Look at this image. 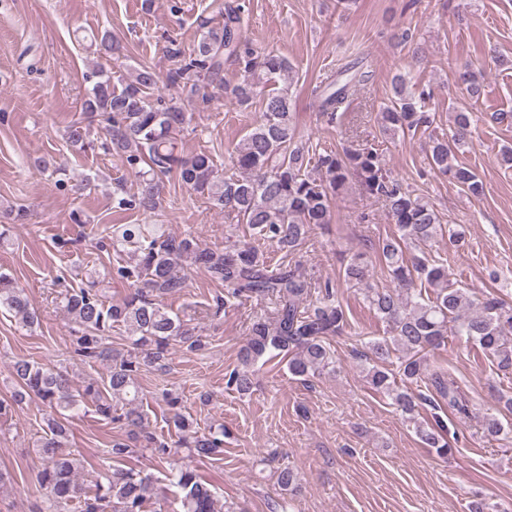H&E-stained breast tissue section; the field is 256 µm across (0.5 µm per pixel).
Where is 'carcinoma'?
<instances>
[{
  "label": "carcinoma",
  "mask_w": 512,
  "mask_h": 512,
  "mask_svg": "<svg viewBox=\"0 0 512 512\" xmlns=\"http://www.w3.org/2000/svg\"><path fill=\"white\" fill-rule=\"evenodd\" d=\"M199 29V39L190 50L175 41L167 46V56L174 63L167 80L181 89L186 100L202 107L209 106L218 94L241 107L260 98L261 115L230 154L237 174L219 175L207 152L188 156L179 150L177 135L190 122V114L181 102L153 97L158 75L150 66L135 69L116 84L112 75H101L88 91L82 109L106 117L102 147L115 151L135 170L137 191L117 198V207L155 208L162 178L174 173L185 187L234 216L245 226L249 239L211 249L189 236H159L141 225L126 224L112 236V250L118 254L134 246V264L116 269L118 277L132 281V291L121 301L108 303L98 288L100 280L95 278L87 288L65 290L62 308L75 325L73 354L83 364L105 365L106 375L89 379L78 391L60 370L28 359L14 363V378L20 388L17 396L33 395L53 412L37 444L39 455L46 460L38 472V483L49 501L48 512H64L73 502L80 504L82 512H144L154 494L151 478L140 471L111 467V462L131 453L130 446L114 441L104 450L91 488L79 477L78 460L66 448L67 423L90 401L103 418L139 429L145 447L159 456H171L168 443L147 430L137 377L144 368L165 362L176 345L190 351L201 349L200 337L161 301L163 296L184 292L190 271L202 269L211 280L224 285V298H216L217 313L248 301L273 304L270 316L253 321L248 328L241 367L228 373L227 388L241 395L250 393L253 367L277 357L287 361L294 377H307L334 365L327 339L343 332L348 319L335 303L333 285L325 283L320 305L310 307L314 285L290 266L270 268L255 241L274 243L281 251L294 250L316 227L331 223V202L352 177L368 194L383 199L388 220L398 231L375 248L379 266L394 287L378 288L371 283L368 249L354 254L344 269V281L362 290L370 309L388 325L387 335L368 342L362 367L366 382L391 399L423 445L444 459L452 453L445 425L418 419L421 396L412 386L431 379L448 401V409L462 420L478 421L488 438L504 432L501 411L512 413L511 395L499 397L496 411L482 412L451 374L429 373L427 353L450 336L479 348L499 370H512V306L494 296L475 297L470 289L450 279L448 267L442 263L406 255L409 244L429 246L446 232L434 207L387 174L378 144L367 143L341 155L293 147L292 68L281 55L260 52L246 39L242 5L224 3L223 22L215 25L205 18ZM228 61L238 66L242 76L231 88L224 86ZM457 78L469 94L480 95L475 72L466 67L457 71ZM368 79L363 62L346 64L315 89V111L335 118L355 88ZM268 82L273 88L260 90ZM427 99L429 95L412 83L409 74H395L389 104L379 112L382 131L394 135L430 127ZM470 127L469 113H455L454 133L447 139L432 140L428 161L460 191L478 196L483 192L482 180L472 168L455 162V149L467 143ZM89 136L77 124L67 131L71 145L82 151L90 145ZM1 308L13 314L22 327L39 323L24 290L2 271ZM118 326L131 333L132 349L125 354L110 343L112 329ZM165 399L174 409L168 426L175 430L179 447L200 458L221 451L224 426L201 432L178 410V398L167 393ZM169 476L182 493L181 512H218L212 490L196 470L179 465L171 468Z\"/></svg>",
  "instance_id": "carcinoma-1"
}]
</instances>
